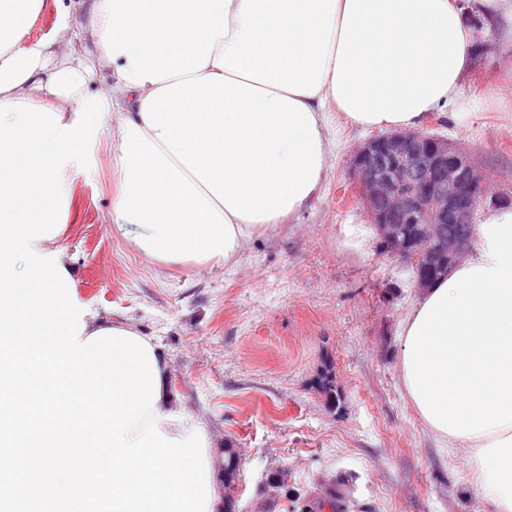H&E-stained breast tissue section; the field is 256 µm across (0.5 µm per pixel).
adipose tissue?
I'll use <instances>...</instances> for the list:
<instances>
[{"label": "adipose tissue", "instance_id": "obj_1", "mask_svg": "<svg viewBox=\"0 0 512 512\" xmlns=\"http://www.w3.org/2000/svg\"><path fill=\"white\" fill-rule=\"evenodd\" d=\"M46 1L0 0V103L69 125L90 90L105 97L112 222L164 265L231 262L301 211L329 168L330 113L419 128L474 60L455 0H50L88 32L26 41ZM400 342L419 418L464 450L486 512H512V209L489 211L471 252L422 290ZM151 347L158 429L185 438L199 420Z\"/></svg>", "mask_w": 512, "mask_h": 512}]
</instances>
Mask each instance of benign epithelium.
<instances>
[{"label":"benign epithelium","mask_w":512,"mask_h":512,"mask_svg":"<svg viewBox=\"0 0 512 512\" xmlns=\"http://www.w3.org/2000/svg\"><path fill=\"white\" fill-rule=\"evenodd\" d=\"M352 169L386 252L410 263L419 289L467 255L478 206L512 205V195L489 192L470 153L427 131L371 136Z\"/></svg>","instance_id":"benign-epithelium-1"}]
</instances>
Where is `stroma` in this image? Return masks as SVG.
<instances>
[{"label":"stroma","mask_w":512,"mask_h":512,"mask_svg":"<svg viewBox=\"0 0 512 512\" xmlns=\"http://www.w3.org/2000/svg\"><path fill=\"white\" fill-rule=\"evenodd\" d=\"M458 100L426 130L469 151L493 192L512 194V45L495 25ZM330 170L289 221L228 264L160 265L113 227L112 138L80 169L57 241L71 294L159 339L172 386L240 460L235 512H484L462 453L424 426L399 371L412 270L381 247L350 175L373 131L332 114ZM333 389L325 391L323 377Z\"/></svg>","instance_id":"35a3bbf8"}]
</instances>
